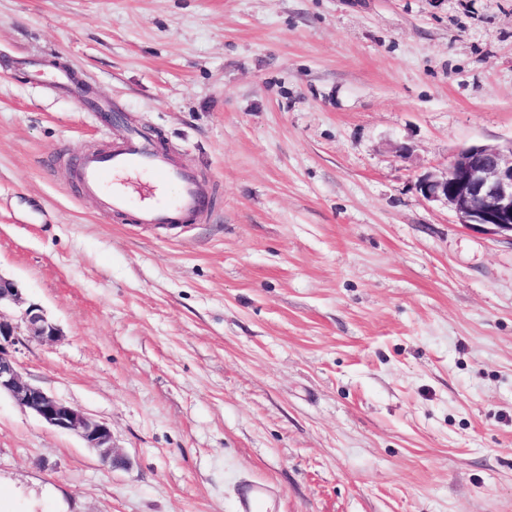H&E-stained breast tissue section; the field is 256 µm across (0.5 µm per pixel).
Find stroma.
Listing matches in <instances>:
<instances>
[{
    "label": "stroma",
    "mask_w": 512,
    "mask_h": 512,
    "mask_svg": "<svg viewBox=\"0 0 512 512\" xmlns=\"http://www.w3.org/2000/svg\"><path fill=\"white\" fill-rule=\"evenodd\" d=\"M89 86L82 101L58 71ZM139 132L211 208L104 215L76 155ZM512 139V0H0V275L59 328L0 396L43 512H512V242L421 176ZM25 304L16 282L0 275V395H9L23 410L30 412L45 425L62 431L77 433L88 448L95 449L101 461L110 467H119L124 461L112 446V428L94 420L81 409L63 401L40 387L26 381L14 355L6 344L11 343L19 331L41 343H51L59 336V329L37 304L22 308L17 322L2 317V307ZM268 493L266 485L245 484L239 494V512H266L265 500Z\"/></svg>",
    "instance_id": "35a3bbf8"
}]
</instances>
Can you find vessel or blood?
<instances>
[{
    "label": "vessel or blood",
    "mask_w": 512,
    "mask_h": 512,
    "mask_svg": "<svg viewBox=\"0 0 512 512\" xmlns=\"http://www.w3.org/2000/svg\"><path fill=\"white\" fill-rule=\"evenodd\" d=\"M83 194L101 201L104 213L132 214L135 223L171 226L204 216L209 197L195 175L163 152L136 136H129L104 153H88L74 165ZM153 177L148 192L136 190L132 176ZM266 485L245 484L239 494V512H266Z\"/></svg>",
    "instance_id": "vessel-or-blood-1"
}]
</instances>
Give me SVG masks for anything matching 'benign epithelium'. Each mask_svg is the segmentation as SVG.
<instances>
[{
    "mask_svg": "<svg viewBox=\"0 0 512 512\" xmlns=\"http://www.w3.org/2000/svg\"><path fill=\"white\" fill-rule=\"evenodd\" d=\"M422 196L439 202L459 223L499 234L512 242V139L497 146L472 145L460 149L441 173H427L418 184ZM21 308L17 321L0 316V394L9 395L23 410L45 425L77 433L95 449L101 461L123 465L112 446V428L87 416L81 409L26 381L6 344L24 332L41 343H51L59 329L37 304H25L16 282L0 275V308Z\"/></svg>",
    "mask_w": 512,
    "mask_h": 512,
    "instance_id": "7a95c632",
    "label": "benign epithelium"
}]
</instances>
